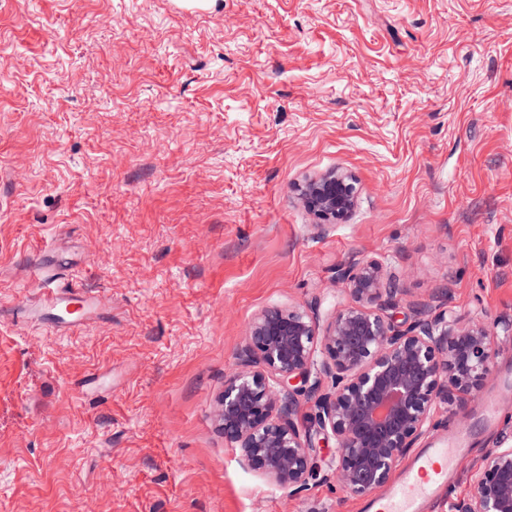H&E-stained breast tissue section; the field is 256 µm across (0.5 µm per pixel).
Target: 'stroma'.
Instances as JSON below:
<instances>
[{
    "instance_id": "1",
    "label": "stroma",
    "mask_w": 512,
    "mask_h": 512,
    "mask_svg": "<svg viewBox=\"0 0 512 512\" xmlns=\"http://www.w3.org/2000/svg\"><path fill=\"white\" fill-rule=\"evenodd\" d=\"M351 174L318 226L296 186ZM512 318V0H0V512H366L244 468L215 411L249 322L350 304ZM101 296L74 332L52 285ZM512 341L455 479L512 436Z\"/></svg>"
}]
</instances>
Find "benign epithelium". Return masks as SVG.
<instances>
[{"label": "benign epithelium", "instance_id": "benign-epithelium-1", "mask_svg": "<svg viewBox=\"0 0 512 512\" xmlns=\"http://www.w3.org/2000/svg\"><path fill=\"white\" fill-rule=\"evenodd\" d=\"M355 179L333 170L298 188L325 223L352 212ZM352 303L326 318L317 309L270 307L249 323L245 345L224 381L217 415L241 462L298 494L316 475L315 437L335 441L336 488L350 497L387 486L395 464L442 421L460 415L491 372L512 320L418 311L402 324L386 315L398 288L376 260L336 269ZM313 411L299 418L304 401ZM472 495L448 512H512V444L466 466Z\"/></svg>", "mask_w": 512, "mask_h": 512}]
</instances>
